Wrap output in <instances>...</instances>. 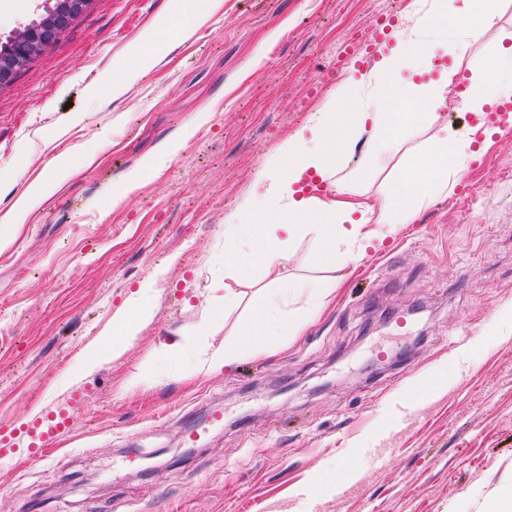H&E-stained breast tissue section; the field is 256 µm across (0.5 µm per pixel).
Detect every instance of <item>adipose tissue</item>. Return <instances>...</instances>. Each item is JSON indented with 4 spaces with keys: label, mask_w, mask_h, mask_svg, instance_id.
<instances>
[{
    "label": "adipose tissue",
    "mask_w": 512,
    "mask_h": 512,
    "mask_svg": "<svg viewBox=\"0 0 512 512\" xmlns=\"http://www.w3.org/2000/svg\"><path fill=\"white\" fill-rule=\"evenodd\" d=\"M221 6L222 0H176L171 13L160 17L116 67L113 89L150 70L171 27L193 30ZM501 7L502 0H430L427 10L408 13L388 53L369 71L349 66L323 110L280 143L224 227V274L212 278L201 295L204 316L197 334L166 348L187 374L216 375L243 357L274 350L319 313L324 297L316 288L284 282L279 275L299 239L317 242V258L325 267L358 264L368 248L383 244L399 225L412 223L428 200L447 193L450 181L492 145L497 130L483 117L512 101L511 43L499 42L491 64L465 77L460 103L474 114V125L458 131L442 110L448 79L458 72L462 53L482 44ZM413 126L430 132L427 150L408 147ZM354 157L358 173L384 172L381 205L359 192L358 173L347 170ZM386 161L391 167L385 171L381 165ZM76 167L73 152L66 151L52 171L36 176L0 217V251L11 244L16 225L56 192L60 174ZM314 177L329 183L333 195L306 193L304 186ZM258 269L270 282L239 322L236 343H214L218 313L242 301L230 280H248ZM149 312L148 289L133 291L113 317L111 330L89 345L85 372L119 358Z\"/></svg>",
    "instance_id": "adipose-tissue-1"
}]
</instances>
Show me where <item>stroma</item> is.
<instances>
[{"mask_svg": "<svg viewBox=\"0 0 512 512\" xmlns=\"http://www.w3.org/2000/svg\"><path fill=\"white\" fill-rule=\"evenodd\" d=\"M412 2L224 0L114 95V64L171 0H92L0 87V215L28 188L14 162L95 156L0 253V425L84 390L45 462L0 465V512H448L462 497L481 512L512 481V133L357 266L325 271L299 240L283 279L336 290L276 351L205 379L164 353L196 332L202 310L186 300L223 275L224 226L261 168L335 91L362 36ZM51 6L0 0V42ZM172 140L177 152L113 202ZM139 288L150 318L120 358L77 378ZM464 351L447 391L397 402ZM343 456L355 481L303 499ZM176 150H177V146H171V147L166 146L161 151L162 154L160 156L152 157V158L146 160L144 162L142 168L132 172L124 184L113 189V192H112L113 202L117 201V200H122L128 193L134 191L136 189V187L138 186V184L145 172L156 168L157 161L159 159L172 155L173 153H175Z\"/></svg>", "mask_w": 512, "mask_h": 512, "instance_id": "obj_1", "label": "stroma"}]
</instances>
